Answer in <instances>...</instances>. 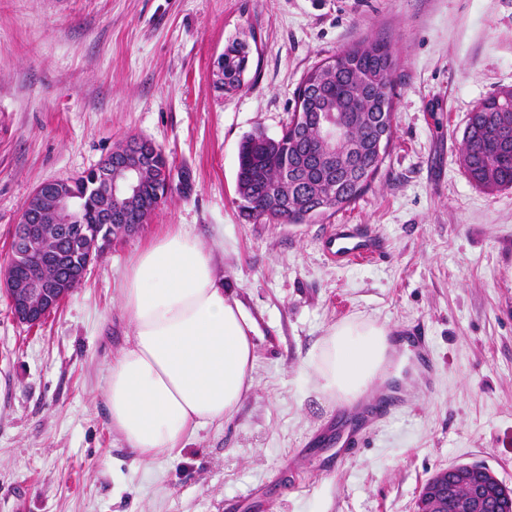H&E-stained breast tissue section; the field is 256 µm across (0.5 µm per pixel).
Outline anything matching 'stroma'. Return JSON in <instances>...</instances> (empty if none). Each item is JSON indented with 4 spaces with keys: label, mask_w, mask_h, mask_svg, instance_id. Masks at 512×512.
<instances>
[{
    "label": "stroma",
    "mask_w": 512,
    "mask_h": 512,
    "mask_svg": "<svg viewBox=\"0 0 512 512\" xmlns=\"http://www.w3.org/2000/svg\"><path fill=\"white\" fill-rule=\"evenodd\" d=\"M363 38L396 58L393 135L369 189L306 224L246 221L244 136L279 137L306 72ZM252 41L240 88L213 62ZM512 87V0H0V269L35 188L98 165L132 137L188 175L134 234L113 241L41 323L0 290V512H414L420 487L460 462L512 486V188L483 189L460 159L470 112ZM184 224L254 325L255 388L234 417L172 458L142 462L103 396L127 330L130 256ZM367 224L386 256L339 265L333 225ZM419 329L424 383L398 350L402 400L336 457L339 406L308 361L328 329ZM405 338L415 349L420 364L427 373L423 375V379L425 383H427L431 379L433 371V358L428 345L427 336H423L422 333H415L414 336H406Z\"/></svg>",
    "instance_id": "1"
}]
</instances>
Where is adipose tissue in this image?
I'll return each mask as SVG.
<instances>
[{"label":"adipose tissue","mask_w":512,"mask_h":512,"mask_svg":"<svg viewBox=\"0 0 512 512\" xmlns=\"http://www.w3.org/2000/svg\"><path fill=\"white\" fill-rule=\"evenodd\" d=\"M120 291L128 332L103 389L110 425L142 460L172 457L252 389L253 327L183 224L134 252ZM389 336L371 322L332 326L313 363L321 392L354 403L389 362Z\"/></svg>","instance_id":"1"}]
</instances>
